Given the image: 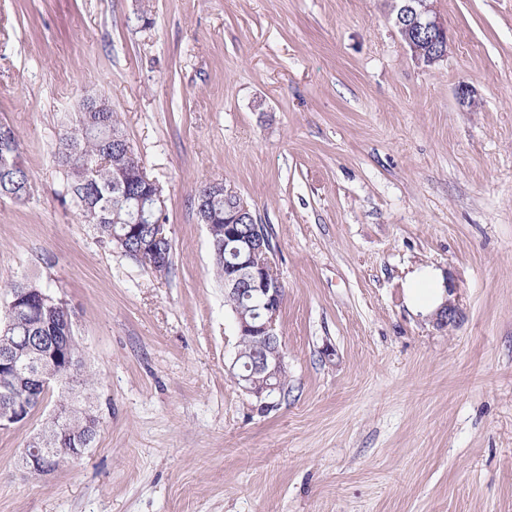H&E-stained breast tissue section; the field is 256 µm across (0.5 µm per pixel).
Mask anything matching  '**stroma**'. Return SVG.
<instances>
[{
    "instance_id": "1",
    "label": "stroma",
    "mask_w": 512,
    "mask_h": 512,
    "mask_svg": "<svg viewBox=\"0 0 512 512\" xmlns=\"http://www.w3.org/2000/svg\"><path fill=\"white\" fill-rule=\"evenodd\" d=\"M390 2L0 0V123L35 184L0 200V285L66 304L100 420L46 476L19 463L45 411L0 429V512H512V0H433L429 66ZM95 94L163 188L169 275L61 200L59 135ZM210 181L285 286L266 411L232 374ZM419 265L448 325L407 305Z\"/></svg>"
}]
</instances>
